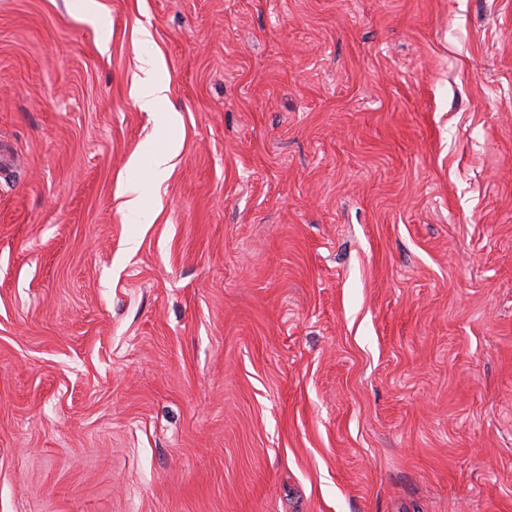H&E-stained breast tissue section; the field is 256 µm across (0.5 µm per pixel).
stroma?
<instances>
[{
  "instance_id": "obj_1",
  "label": "stroma",
  "mask_w": 512,
  "mask_h": 512,
  "mask_svg": "<svg viewBox=\"0 0 512 512\" xmlns=\"http://www.w3.org/2000/svg\"><path fill=\"white\" fill-rule=\"evenodd\" d=\"M98 2L0 0V512H512V0ZM72 5L95 28L102 42L106 43L111 36L110 23L100 11L98 3L95 0H74ZM133 81V95L143 112H168L172 126L176 125L178 113L170 100V78L157 56L148 55ZM180 143L171 138L161 149L149 150L153 182L161 184L173 170V160L178 156Z\"/></svg>"
}]
</instances>
